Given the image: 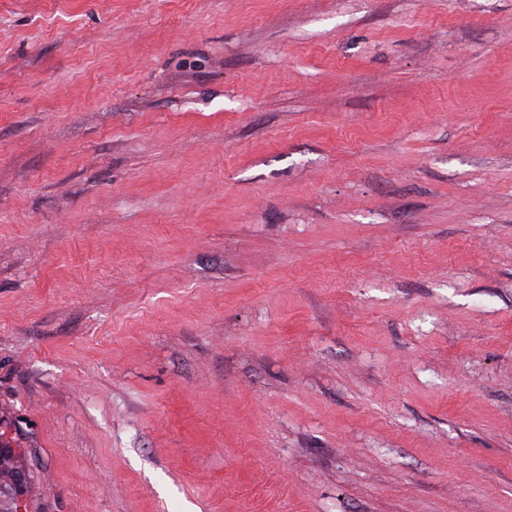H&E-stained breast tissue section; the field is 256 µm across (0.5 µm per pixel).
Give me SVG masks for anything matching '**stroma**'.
Here are the masks:
<instances>
[{
  "instance_id": "1",
  "label": "stroma",
  "mask_w": 512,
  "mask_h": 512,
  "mask_svg": "<svg viewBox=\"0 0 512 512\" xmlns=\"http://www.w3.org/2000/svg\"><path fill=\"white\" fill-rule=\"evenodd\" d=\"M0 434L26 512H512V0H0Z\"/></svg>"
}]
</instances>
